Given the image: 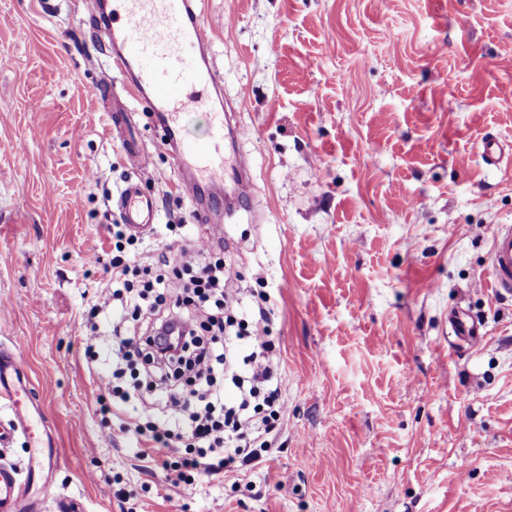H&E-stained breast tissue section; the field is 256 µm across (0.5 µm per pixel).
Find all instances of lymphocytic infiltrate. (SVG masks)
Wrapping results in <instances>:
<instances>
[{
	"instance_id": "obj_1",
	"label": "lymphocytic infiltrate",
	"mask_w": 512,
	"mask_h": 512,
	"mask_svg": "<svg viewBox=\"0 0 512 512\" xmlns=\"http://www.w3.org/2000/svg\"><path fill=\"white\" fill-rule=\"evenodd\" d=\"M112 289L99 306L125 310L112 322V372L98 377V402L130 399L121 382L142 366L157 419L129 424L143 470L175 484L260 465L286 412L279 363L269 355L268 311L242 307L229 288L223 260L203 239L173 258L143 264L126 253L138 241L126 225L112 227ZM236 397L226 401L227 388ZM185 453L174 457V443Z\"/></svg>"
}]
</instances>
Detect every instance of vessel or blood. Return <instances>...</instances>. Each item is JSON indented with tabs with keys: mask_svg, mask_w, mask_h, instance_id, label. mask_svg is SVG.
Segmentation results:
<instances>
[{
	"mask_svg": "<svg viewBox=\"0 0 512 512\" xmlns=\"http://www.w3.org/2000/svg\"><path fill=\"white\" fill-rule=\"evenodd\" d=\"M108 31L112 39V67L129 73L130 94L146 97L152 111L161 117V130L176 159L190 174L186 196H194L202 181L224 177V130L230 117L210 108V91L217 82L201 67L198 55L210 35L194 10L193 0H112ZM191 112L205 115V130H186L184 117ZM478 153L486 165L498 167L512 159V147L492 139L483 140ZM125 224L134 233L151 229L158 205L141 182H128L118 200ZM489 276L494 292L512 297V225H497L489 255ZM451 332L460 339L478 343L485 334L480 318L456 309L448 314ZM0 403L12 416L0 420V446L8 447L17 434H24L32 453L27 474L0 466V512H37L32 489L47 483L59 462L53 428L33 388L31 366L12 350L0 352Z\"/></svg>",
	"mask_w": 512,
	"mask_h": 512,
	"instance_id": "vessel-or-blood-1",
	"label": "vessel or blood"
}]
</instances>
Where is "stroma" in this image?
Here are the masks:
<instances>
[{"mask_svg":"<svg viewBox=\"0 0 512 512\" xmlns=\"http://www.w3.org/2000/svg\"><path fill=\"white\" fill-rule=\"evenodd\" d=\"M250 163L222 257L243 303L265 296L288 402L257 468L191 485L146 473L129 418L102 413L112 365L111 225L143 175L157 222L136 250L208 234L182 168L121 82L80 0H0V349L32 368L61 463L41 512H512V298L488 286L512 169V0H197ZM124 102L144 165L108 133ZM485 323L475 345L448 312ZM95 331L93 349L82 338ZM111 440H104V432ZM478 153L487 166L500 167L506 160L507 166L511 167L512 148L510 144L504 146L493 139H486L478 145Z\"/></svg>","mask_w":512,"mask_h":512,"instance_id":"obj_1","label":"stroma"}]
</instances>
